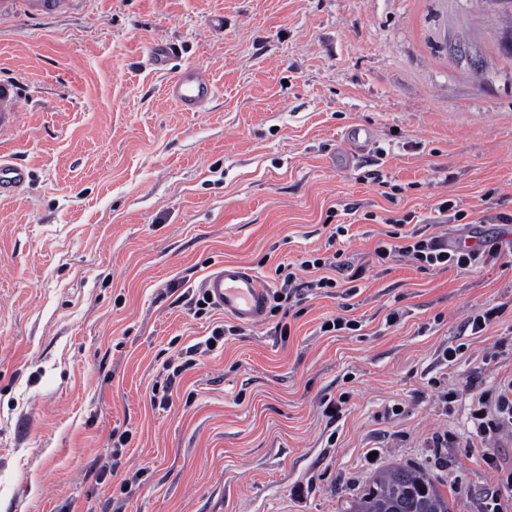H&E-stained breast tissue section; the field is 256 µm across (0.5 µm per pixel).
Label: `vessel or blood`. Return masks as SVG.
<instances>
[{"instance_id": "b4317fda", "label": "vessel or blood", "mask_w": 512, "mask_h": 512, "mask_svg": "<svg viewBox=\"0 0 512 512\" xmlns=\"http://www.w3.org/2000/svg\"><path fill=\"white\" fill-rule=\"evenodd\" d=\"M68 0H0V16L24 11L32 16L58 11ZM209 76L196 68H183L170 80L165 94L181 111L195 112L211 98ZM21 88L12 79L0 77V133L11 132L21 106ZM28 171L0 158V193L21 187ZM210 302L225 315L244 324L260 323L266 312L268 289L252 269L227 262L211 271L202 283Z\"/></svg>"}]
</instances>
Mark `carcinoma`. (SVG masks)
Here are the masks:
<instances>
[{
  "mask_svg": "<svg viewBox=\"0 0 512 512\" xmlns=\"http://www.w3.org/2000/svg\"><path fill=\"white\" fill-rule=\"evenodd\" d=\"M351 512H451V507L425 470L397 465L373 476Z\"/></svg>",
  "mask_w": 512,
  "mask_h": 512,
  "instance_id": "obj_1",
  "label": "carcinoma"
}]
</instances>
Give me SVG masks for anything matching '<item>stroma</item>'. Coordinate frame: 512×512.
<instances>
[{
    "label": "stroma",
    "mask_w": 512,
    "mask_h": 512,
    "mask_svg": "<svg viewBox=\"0 0 512 512\" xmlns=\"http://www.w3.org/2000/svg\"><path fill=\"white\" fill-rule=\"evenodd\" d=\"M158 44L179 49L163 71ZM184 67L214 85L197 112L164 93ZM2 76L23 100L0 155L30 176L0 194V512H346L394 465L484 512L512 445L469 451V393L512 375V251L459 273L373 250L389 210L448 238L512 233L481 221L512 215V7L71 0L0 17ZM357 127L373 145L356 157ZM331 224L350 227L356 295L199 349L225 319L196 305L211 269L274 284ZM338 316L354 329L323 331ZM163 390L171 406L151 403Z\"/></svg>",
    "instance_id": "obj_1"
}]
</instances>
